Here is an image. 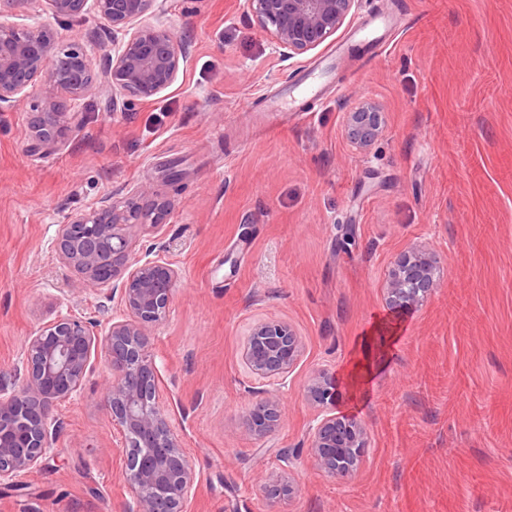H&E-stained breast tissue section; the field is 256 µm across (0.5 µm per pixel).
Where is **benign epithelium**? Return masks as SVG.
<instances>
[{
    "label": "benign epithelium",
    "instance_id": "7a95c632",
    "mask_svg": "<svg viewBox=\"0 0 512 512\" xmlns=\"http://www.w3.org/2000/svg\"><path fill=\"white\" fill-rule=\"evenodd\" d=\"M361 0H245L246 12L285 58L317 48L344 26ZM58 18L90 10L112 28V54L98 72L81 45H63L48 23L34 26L0 23V105L38 94L31 126L36 149L55 152L77 120L73 103L107 92L112 106L149 102L187 70L190 56L165 22V0H49ZM349 145L366 151L384 132L379 103L362 99L344 113ZM170 207L148 186L134 188L123 204L106 195L89 212L71 214L58 225L54 246L62 262L80 275L85 289L102 298L98 309L119 315L100 319L59 315L39 326L25 344L21 385L0 386V487L41 467L63 430L54 414L81 394L92 359L104 356L109 377L103 410L112 420L125 451L122 478L128 489L123 512H185L198 477L171 414L159 401L161 374L152 346L166 321L180 274L156 244L142 258L138 234H156ZM430 278L433 262L421 246L403 254L384 283L387 304L412 309L422 301L409 282L414 273ZM304 353V343L287 321L259 322L240 348L247 371L286 386ZM334 388L323 376L307 386L315 414L309 425L310 454L330 477L345 480L360 468L367 431L355 418L327 408ZM278 400L266 397L249 412L243 431L268 437L279 426ZM286 478L265 489L277 498L290 491L296 457L281 456Z\"/></svg>",
    "mask_w": 512,
    "mask_h": 512
}]
</instances>
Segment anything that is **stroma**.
Instances as JSON below:
<instances>
[{"label":"stroma","instance_id":"stroma-1","mask_svg":"<svg viewBox=\"0 0 512 512\" xmlns=\"http://www.w3.org/2000/svg\"><path fill=\"white\" fill-rule=\"evenodd\" d=\"M382 48L354 38L376 9ZM49 22L96 67L112 35L92 15ZM191 63L154 101L82 98L62 150L32 148L30 101L0 105V385L23 377L43 322L94 314L57 257L58 224L104 195L146 185L172 206L154 241L181 279L153 345L159 395L199 477L187 512H512V0H362L316 49L283 58L243 0H166ZM321 91L272 117L284 87L326 56ZM380 102L386 130L363 154L343 116ZM423 245L440 281L415 309L390 308L383 281ZM285 320L305 352L287 387L239 361L254 324ZM384 364L360 390L345 371L364 350ZM332 377L333 412L366 427L355 476L308 454L305 389ZM96 359L41 467L0 490V512H123L118 434ZM269 391L283 420L254 440L243 421ZM297 456L291 494L269 500L280 451Z\"/></svg>","mask_w":512,"mask_h":512}]
</instances>
